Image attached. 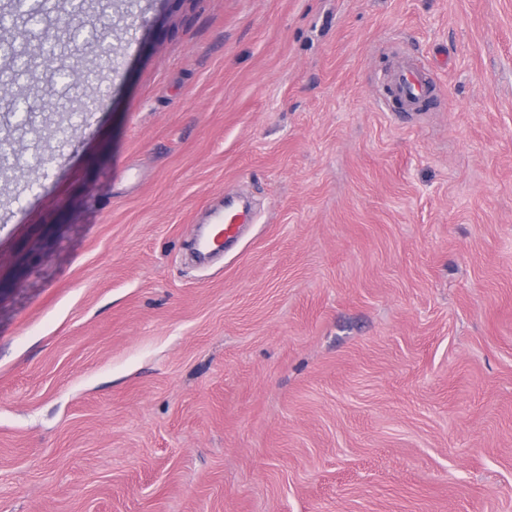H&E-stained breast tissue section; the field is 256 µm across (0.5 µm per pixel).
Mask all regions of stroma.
<instances>
[{
    "label": "stroma",
    "mask_w": 512,
    "mask_h": 512,
    "mask_svg": "<svg viewBox=\"0 0 512 512\" xmlns=\"http://www.w3.org/2000/svg\"><path fill=\"white\" fill-rule=\"evenodd\" d=\"M87 5L93 80L0 102V512H512V0ZM428 71L424 65L407 58L406 62L394 74L390 75L393 95L406 104H416L429 90ZM253 221L252 213L248 209H239L224 205V212L214 216L205 239V245L211 252L219 251L226 242L236 239L243 224Z\"/></svg>",
    "instance_id": "obj_1"
}]
</instances>
